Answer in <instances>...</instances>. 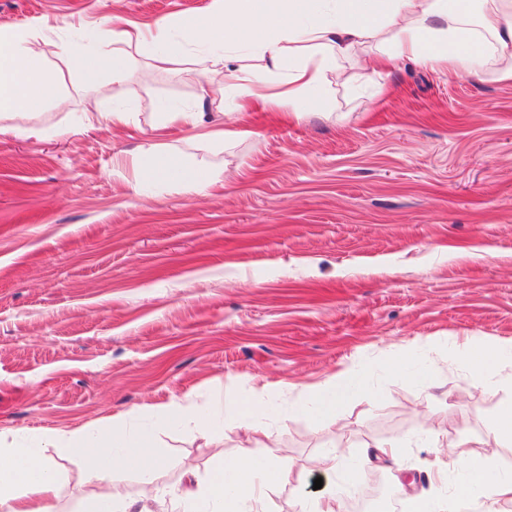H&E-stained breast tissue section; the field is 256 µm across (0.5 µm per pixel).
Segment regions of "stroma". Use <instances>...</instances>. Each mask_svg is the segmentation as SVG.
<instances>
[{"label": "stroma", "mask_w": 512, "mask_h": 512, "mask_svg": "<svg viewBox=\"0 0 512 512\" xmlns=\"http://www.w3.org/2000/svg\"><path fill=\"white\" fill-rule=\"evenodd\" d=\"M213 0H0V29L34 33L56 67V90L0 133V434L61 435L126 413L161 454L155 485L119 472L133 497L186 487L216 454L234 458L237 408L251 386L279 405L265 454L295 465L268 512H295L312 490L309 460L336 449L350 465L365 447L404 441L389 478L409 494L448 496L462 475L431 485L438 455L423 434L483 435L512 395L470 377L458 356L470 340L512 338V81L451 76L404 57L331 90L323 112L291 115L270 98L236 105L246 86L211 97L186 80L198 51L172 32L165 68L128 48L129 73L85 90L61 58L79 33L123 47L114 19L140 27L208 11ZM204 103L214 122L243 129L213 151L174 130L171 159L223 169L191 191L158 181L138 188L132 163L165 105ZM122 107L128 124L105 114ZM39 129L36 137L27 136ZM344 368L375 393L348 396L339 422L315 426L301 392ZM429 369L425 388L406 374ZM190 398L218 413L210 437L149 417ZM60 512H79L85 471L57 460Z\"/></svg>", "instance_id": "1"}]
</instances>
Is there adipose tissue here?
Masks as SVG:
<instances>
[{
  "label": "adipose tissue",
  "mask_w": 512,
  "mask_h": 512,
  "mask_svg": "<svg viewBox=\"0 0 512 512\" xmlns=\"http://www.w3.org/2000/svg\"><path fill=\"white\" fill-rule=\"evenodd\" d=\"M178 27L186 42H201L207 53L203 68L185 71L187 80L206 78L212 91L223 94L226 66L237 52H258L267 71L287 69L284 101L289 108L319 110L333 82L348 83L339 59L357 56L365 74L384 68L386 56L368 52L370 40L389 37L395 52L422 64L447 69L449 74H490L512 81V0H214L211 11L170 22L158 20L152 32L133 27L124 30L127 44L152 41L154 67L171 60L169 29ZM316 56L299 59L300 45ZM66 63L76 70L86 89L99 86L102 70L113 82L127 75V56L113 51L103 56L98 45L81 46L68 53ZM334 79H327V71ZM55 86L54 71L35 38L0 31V121L43 107ZM140 181L150 184L175 179L193 189L222 180L224 173L192 163H175L164 145L152 142L133 159ZM471 377L497 382L504 364L512 360V340L466 346L462 351ZM370 395L366 382L352 371L330 376L309 390L302 404L315 423L335 418L349 392ZM273 401L266 388L253 390L246 409L242 452L232 461L217 459L201 490H161L143 498L110 491L99 494V483L115 471L133 470L153 478L157 446L149 431H127L123 418H113L109 433L89 426L66 438L39 437L0 444V512H57L60 477L55 460L79 457L85 467L87 497L95 512H265L264 501L272 487L289 484L294 471L290 461L254 453L251 443L266 432ZM174 425L193 426L210 435L219 424L205 408L174 401L158 414ZM433 477L443 480L449 468L462 469L464 479L444 499L417 496L414 512H470L476 502L512 501V475L490 474L491 456L473 448L461 436L443 451Z\"/></svg>",
  "instance_id": "1"
}]
</instances>
